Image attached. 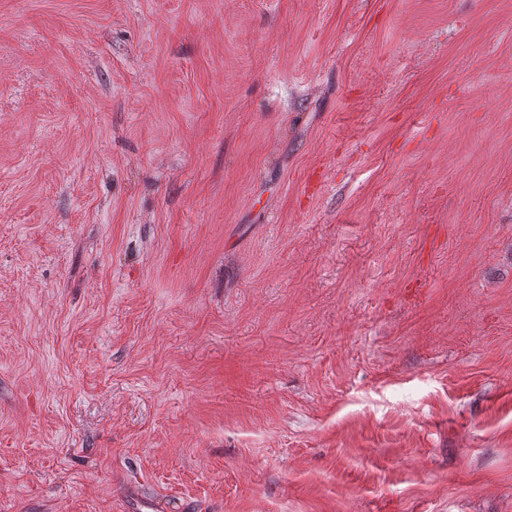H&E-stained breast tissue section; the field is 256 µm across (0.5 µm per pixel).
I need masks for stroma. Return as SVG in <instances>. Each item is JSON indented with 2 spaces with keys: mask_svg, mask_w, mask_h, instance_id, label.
Wrapping results in <instances>:
<instances>
[{
  "mask_svg": "<svg viewBox=\"0 0 512 512\" xmlns=\"http://www.w3.org/2000/svg\"><path fill=\"white\" fill-rule=\"evenodd\" d=\"M512 512V0H0V512Z\"/></svg>",
  "mask_w": 512,
  "mask_h": 512,
  "instance_id": "35a3bbf8",
  "label": "stroma"
}]
</instances>
